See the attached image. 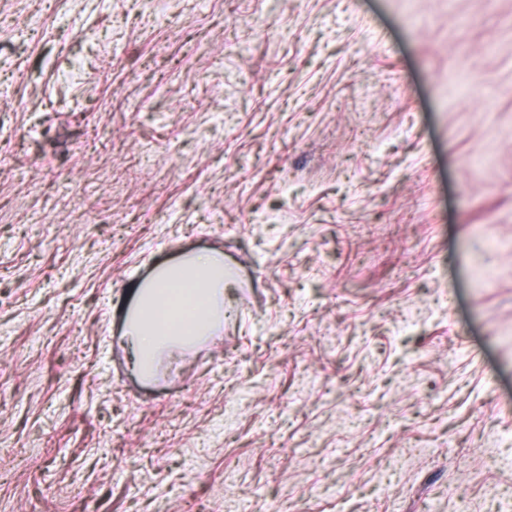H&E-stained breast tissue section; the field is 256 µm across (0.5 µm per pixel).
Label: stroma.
<instances>
[{
	"mask_svg": "<svg viewBox=\"0 0 512 512\" xmlns=\"http://www.w3.org/2000/svg\"><path fill=\"white\" fill-rule=\"evenodd\" d=\"M234 272L141 382L131 287ZM0 512H512V0H0Z\"/></svg>",
	"mask_w": 512,
	"mask_h": 512,
	"instance_id": "35a3bbf8",
	"label": "stroma"
}]
</instances>
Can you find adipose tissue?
Returning a JSON list of instances; mask_svg holds the SVG:
<instances>
[{
    "mask_svg": "<svg viewBox=\"0 0 512 512\" xmlns=\"http://www.w3.org/2000/svg\"><path fill=\"white\" fill-rule=\"evenodd\" d=\"M231 277L218 253L200 252L159 266L137 284L125 313V334L134 349V370L152 379L159 356L187 350L213 335L224 320V290Z\"/></svg>",
    "mask_w": 512,
    "mask_h": 512,
    "instance_id": "1",
    "label": "adipose tissue"
}]
</instances>
